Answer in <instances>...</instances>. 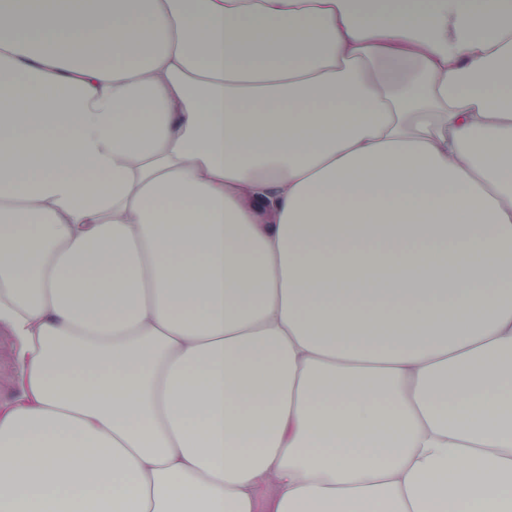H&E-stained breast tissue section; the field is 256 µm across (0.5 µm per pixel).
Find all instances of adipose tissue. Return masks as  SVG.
<instances>
[{"instance_id":"ef3b65f1","label":"adipose tissue","mask_w":512,"mask_h":512,"mask_svg":"<svg viewBox=\"0 0 512 512\" xmlns=\"http://www.w3.org/2000/svg\"><path fill=\"white\" fill-rule=\"evenodd\" d=\"M0 512H512V0H0ZM14 352L11 336L0 331V403L12 401L17 390L14 385Z\"/></svg>"}]
</instances>
